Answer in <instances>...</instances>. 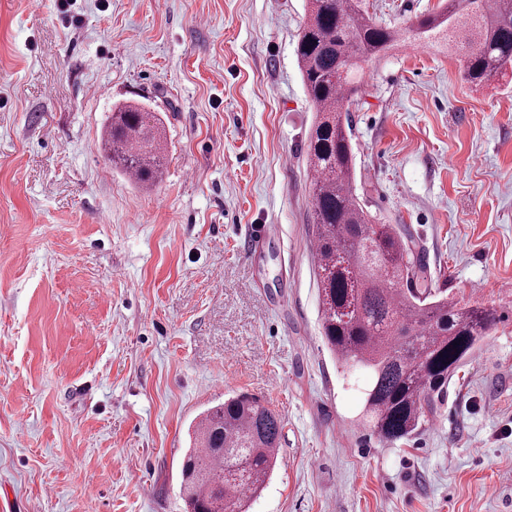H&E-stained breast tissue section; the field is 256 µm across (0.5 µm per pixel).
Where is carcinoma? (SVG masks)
Instances as JSON below:
<instances>
[{
    "label": "carcinoma",
    "instance_id": "cac0c4a2",
    "mask_svg": "<svg viewBox=\"0 0 512 512\" xmlns=\"http://www.w3.org/2000/svg\"><path fill=\"white\" fill-rule=\"evenodd\" d=\"M410 38L454 50L464 80L482 87L512 74V0H445L412 25ZM404 40L361 0H307L296 46L316 112L307 155L322 335L342 366L370 371L363 419L388 444L426 429L454 373L497 319L491 307L433 290L407 229L381 222L355 192L350 108L362 63ZM101 141L112 165L138 185L161 180L162 136L144 108L113 110ZM281 429L276 411L244 393L201 413L181 467L190 512H245L275 468Z\"/></svg>",
    "mask_w": 512,
    "mask_h": 512
}]
</instances>
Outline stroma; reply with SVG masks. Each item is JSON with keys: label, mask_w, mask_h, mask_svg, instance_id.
<instances>
[{"label": "stroma", "mask_w": 512, "mask_h": 512, "mask_svg": "<svg viewBox=\"0 0 512 512\" xmlns=\"http://www.w3.org/2000/svg\"><path fill=\"white\" fill-rule=\"evenodd\" d=\"M409 29L443 0H363ZM0 0V499L16 512H185L190 424L237 393L282 417L246 512H512V83L410 43L365 65L356 192L433 287L496 311L429 427L389 445L366 370L321 336L308 255L306 0ZM152 112L165 174L100 151ZM277 239L249 242L252 225Z\"/></svg>", "instance_id": "obj_1"}]
</instances>
